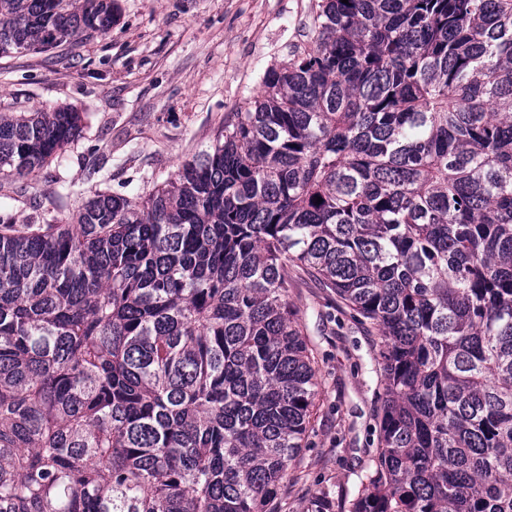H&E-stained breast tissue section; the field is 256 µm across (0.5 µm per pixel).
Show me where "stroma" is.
<instances>
[{
    "mask_svg": "<svg viewBox=\"0 0 512 512\" xmlns=\"http://www.w3.org/2000/svg\"><path fill=\"white\" fill-rule=\"evenodd\" d=\"M317 0H116L108 34L0 56V112L68 107L83 136L29 181L0 178L26 224L69 221L110 190L136 201L212 144L305 44ZM288 299L318 368L317 410L268 512H341L378 451L379 339L330 289L294 274Z\"/></svg>",
    "mask_w": 512,
    "mask_h": 512,
    "instance_id": "stroma-1",
    "label": "stroma"
}]
</instances>
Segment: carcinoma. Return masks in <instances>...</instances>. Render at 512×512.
<instances>
[{"instance_id":"cac0c4a2","label":"carcinoma","mask_w":512,"mask_h":512,"mask_svg":"<svg viewBox=\"0 0 512 512\" xmlns=\"http://www.w3.org/2000/svg\"><path fill=\"white\" fill-rule=\"evenodd\" d=\"M114 10L0 0V55ZM264 86L139 202L0 210V512H262L318 385L293 271L380 338L348 512H512V0H324ZM80 135L0 112V177Z\"/></svg>"}]
</instances>
